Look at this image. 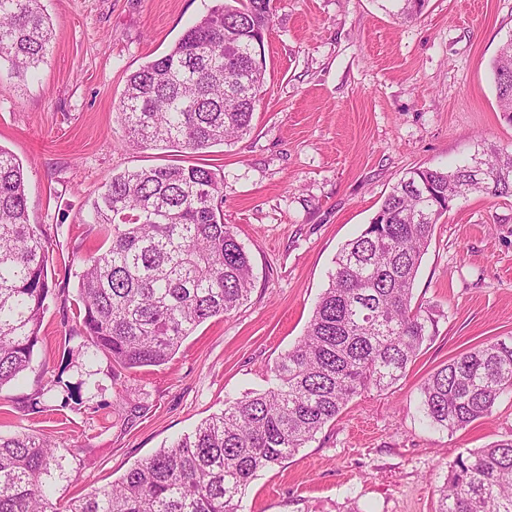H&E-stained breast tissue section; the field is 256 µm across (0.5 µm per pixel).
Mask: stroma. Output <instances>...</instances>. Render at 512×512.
<instances>
[{
	"label": "stroma",
	"instance_id": "obj_1",
	"mask_svg": "<svg viewBox=\"0 0 512 512\" xmlns=\"http://www.w3.org/2000/svg\"><path fill=\"white\" fill-rule=\"evenodd\" d=\"M223 0H42L55 38L37 79L0 71V147L22 163L29 220L54 237L31 371L0 388V435L52 434L64 502L262 390L303 336L340 247L411 168L512 152L491 66L512 38V0H427L400 20L382 0H272L267 82L243 140L191 155L224 176V222L248 250L246 303L202 323L161 366L72 359L84 338L79 261L100 243L91 202L112 175L161 164L128 143V75ZM414 295L438 334L391 390L368 389L281 466L258 472L243 512H435L461 453L512 437V393L456 433L423 427L419 387L475 346L512 336V197L471 195L440 218Z\"/></svg>",
	"mask_w": 512,
	"mask_h": 512
}]
</instances>
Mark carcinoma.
Here are the masks:
<instances>
[{"mask_svg": "<svg viewBox=\"0 0 512 512\" xmlns=\"http://www.w3.org/2000/svg\"><path fill=\"white\" fill-rule=\"evenodd\" d=\"M401 19L426 0H386ZM271 0H231L165 54L131 73L118 111L129 142L167 162L112 177L92 203L101 236L77 277L88 347L122 369L160 366L209 318L249 298L251 260L220 210L224 177L183 155L250 134L266 84ZM53 37L41 0H0V63L34 75ZM500 110L512 114V38L493 62ZM22 165L0 148V388L31 368L51 292L50 240L29 223ZM472 194L512 197V154L482 151L454 168L419 166L393 185L364 230L336 254L305 334L269 385L229 402L117 483L63 505L47 487L60 464L44 434L0 436V512H240L251 479L293 457L362 391L401 380L438 332L413 286L439 217ZM512 393V338L461 353L420 387L423 422L450 433ZM436 512H512V438L458 455Z\"/></svg>", "mask_w": 512, "mask_h": 512, "instance_id": "1", "label": "carcinoma"}]
</instances>
